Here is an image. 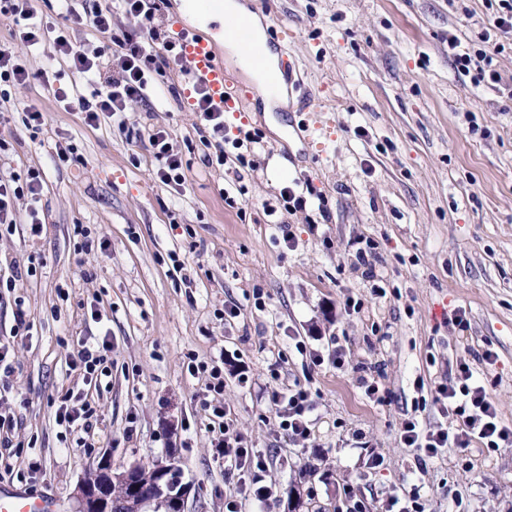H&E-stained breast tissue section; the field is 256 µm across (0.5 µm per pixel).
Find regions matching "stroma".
Returning <instances> with one entry per match:
<instances>
[{
	"mask_svg": "<svg viewBox=\"0 0 512 512\" xmlns=\"http://www.w3.org/2000/svg\"><path fill=\"white\" fill-rule=\"evenodd\" d=\"M241 2L301 82L285 103H253L244 119L263 134L253 170L207 165L194 89L178 71L153 77L125 126H86L40 72L53 67L84 95L93 86L61 59L25 53L0 17V50L25 53L30 73L0 105V177L37 168L45 180L42 235L20 225L0 237V271L37 268L0 291V342L12 346L15 369L0 414L16 422L11 446H0V488L54 496L73 512L77 483L102 457L118 468L172 454L194 488L189 512H225L235 478L201 406L205 381L187 372L193 353L223 358L224 406L265 456L263 482L277 487L268 505L246 501L241 512H346L353 498L378 512L382 499L405 502L415 488L427 512H512V446L448 448L422 464L400 441L413 415L426 428H457L429 398L463 357L512 427V99L459 74L448 48L452 37L460 51L480 48L489 0ZM26 104L48 115L40 133L22 122ZM305 104L323 111V130L289 126ZM157 128L182 155L181 190L155 177L148 134ZM60 140L77 147L79 162L56 164ZM297 179L323 200L288 212L280 191ZM366 248L373 280L358 260ZM19 298L28 337L14 333ZM348 299L357 311H345ZM230 305L238 315L228 320ZM458 311L467 330L453 320ZM106 335L112 376L94 395L102 414L83 448L61 434L54 401L82 385L65 365L67 343ZM297 336L325 354L343 348L344 368L312 365ZM487 349L497 355L490 366L477 359ZM363 377L378 382L385 404L365 396ZM295 384L315 401L307 441L282 434L265 393ZM373 451L384 464L370 470Z\"/></svg>",
	"mask_w": 512,
	"mask_h": 512,
	"instance_id": "obj_1",
	"label": "stroma"
}]
</instances>
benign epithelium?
Wrapping results in <instances>:
<instances>
[{
    "instance_id": "benign-epithelium-1",
    "label": "benign epithelium",
    "mask_w": 512,
    "mask_h": 512,
    "mask_svg": "<svg viewBox=\"0 0 512 512\" xmlns=\"http://www.w3.org/2000/svg\"><path fill=\"white\" fill-rule=\"evenodd\" d=\"M174 467L176 461L171 456L159 464L155 480L144 481L140 479L142 464L133 463L114 472L110 463L103 460L77 484L73 495L74 512H112L115 508L121 512H155V504L164 495L162 474ZM115 485L123 488V498L118 502L112 498Z\"/></svg>"
}]
</instances>
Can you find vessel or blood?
Instances as JSON below:
<instances>
[{
  "instance_id": "b4317fda",
  "label": "vessel or blood",
  "mask_w": 512,
  "mask_h": 512,
  "mask_svg": "<svg viewBox=\"0 0 512 512\" xmlns=\"http://www.w3.org/2000/svg\"><path fill=\"white\" fill-rule=\"evenodd\" d=\"M224 36L248 44L255 60L263 59L266 47L255 39L251 24L246 18H235L225 27ZM173 41L180 49V57L188 64L190 84L205 89L213 107L220 112L246 111L255 99L273 93L278 86L291 79L287 71H275L264 83L244 89L235 86L230 80L213 43L201 37L194 29L180 24L175 25ZM58 510L59 505L53 498L23 490H0V512Z\"/></svg>"
}]
</instances>
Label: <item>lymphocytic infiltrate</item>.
<instances>
[{
	"label": "lymphocytic infiltrate",
	"mask_w": 512,
	"mask_h": 512,
	"mask_svg": "<svg viewBox=\"0 0 512 512\" xmlns=\"http://www.w3.org/2000/svg\"><path fill=\"white\" fill-rule=\"evenodd\" d=\"M64 9L76 23H88L103 35L112 32V14L122 11L138 17L140 29L127 33L119 41L118 54L112 55L99 50L86 52L71 40L67 29L62 27L45 28L34 20L31 0H5L0 14L9 16L15 26L14 36L25 47L40 48L53 55L64 57L71 70L90 82H103L104 90L92 96L77 95L73 90L57 86V74L45 70L41 77L46 86L52 87L56 101L63 106L78 104L84 124L90 127L101 123L122 122L125 112L148 99V77L150 74H165L171 65L177 63L175 46L154 27L153 0H106L96 5L93 11L84 14L73 0H66ZM512 38V0H498V8L491 15L481 35L483 47L476 53L457 52L456 41H449V48L455 49V67L463 75L469 76L474 84L500 83L501 75L492 68L493 55L501 51L503 39ZM193 112L210 138L214 141L215 160L218 165L235 164L241 168H254L253 155L243 153L244 143L258 144L262 136L258 132H246L241 138H228L223 113L214 111L207 94L196 91ZM167 131L157 129L149 133L148 141L157 162L156 176L166 185L183 186V162L174 153ZM232 143L233 152H226L225 143ZM43 174L40 170H28L25 178L0 180V233L13 232L18 222L15 203L29 199L31 207L25 217L32 235H39L43 222L36 207L43 192ZM71 373L82 380L84 387L69 391L60 396L55 411L57 426L66 434L77 435L78 446H86V434L91 433L99 421L100 408L89 395L90 389L100 388L103 377L109 376L112 368V345L109 341L92 343L86 339L73 343L66 359ZM270 400L279 419L283 434L295 439H309L312 434V413L314 401L310 392L297 385L285 390H271ZM433 402L442 412L455 414L461 423L456 430L438 428L422 429L416 417L404 419L400 429V439L405 447L414 449L419 460L427 461L437 457L443 448L456 446L469 448L472 442H480L485 448L495 449L512 444V427L502 424L498 409L485 385L474 375L469 361L459 360L452 382L439 384L433 395ZM206 411L214 424H217L220 438L217 446L231 470L237 471L239 478L235 491L225 501V512H239L240 500L251 499L266 503L276 496L274 485L261 483L259 479H246V472L263 469L264 458L256 456L252 445L241 434L232 432V423L221 404H206Z\"/></svg>",
	"instance_id": "obj_1"
}]
</instances>
